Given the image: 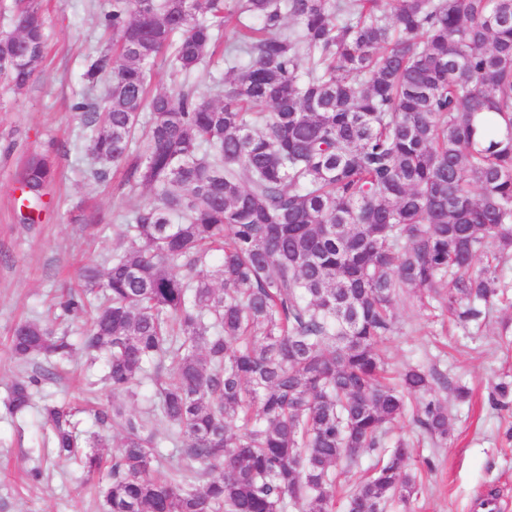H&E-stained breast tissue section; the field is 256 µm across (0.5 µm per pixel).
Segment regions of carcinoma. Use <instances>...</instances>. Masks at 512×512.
I'll return each instance as SVG.
<instances>
[{"instance_id":"obj_1","label":"carcinoma","mask_w":512,"mask_h":512,"mask_svg":"<svg viewBox=\"0 0 512 512\" xmlns=\"http://www.w3.org/2000/svg\"><path fill=\"white\" fill-rule=\"evenodd\" d=\"M103 22L113 53L83 79L108 75V95L72 110L89 176L126 166V246L59 302L66 316L94 308L80 345L26 319L9 351L30 364L80 349L112 392L151 385L153 400L102 405L85 441L76 408L44 406L56 456L97 480L105 512H334L338 467L363 451L377 462L347 512L407 502L411 444L387 431L414 399L415 424L446 441L448 377L406 363L392 382L381 346L404 288L465 325L506 287L512 0H112ZM229 28L219 100L185 84L149 93L167 50L188 79ZM45 30L37 0H15L0 74L17 92ZM57 174L52 150L26 159L21 223L41 222ZM53 380L41 366L16 380L8 412Z\"/></svg>"}]
</instances>
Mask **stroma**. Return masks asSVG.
<instances>
[{
    "instance_id": "35a3bbf8",
    "label": "stroma",
    "mask_w": 512,
    "mask_h": 512,
    "mask_svg": "<svg viewBox=\"0 0 512 512\" xmlns=\"http://www.w3.org/2000/svg\"><path fill=\"white\" fill-rule=\"evenodd\" d=\"M48 18L46 60L33 84L16 92L0 75V512H102L81 469L58 460L47 443L41 408L67 401L83 407L113 398L100 384L102 365L75 354L59 365L56 381L39 386L34 406L20 417L4 401L22 369L10 358L8 337L22 319L46 316L53 297L77 280L87 263H103L122 251L129 189L124 171L110 169L104 183L86 178L94 162L82 124L71 106L86 92L88 55L105 49L101 15L108 0H41ZM55 149L60 176L38 224L18 219L14 188L25 159ZM95 215L75 224L78 211ZM395 314L401 328L383 347L394 368L413 362L438 366L451 383L438 396L450 409L448 440L433 443L404 418L389 438L415 444L411 468L420 480L409 505L387 512H481L494 497L496 512H512V302L502 300L481 327H462L441 309H420L400 292ZM470 390L457 400L454 387Z\"/></svg>"
}]
</instances>
